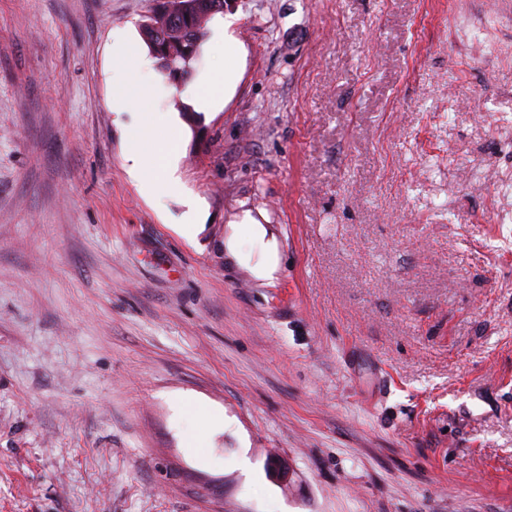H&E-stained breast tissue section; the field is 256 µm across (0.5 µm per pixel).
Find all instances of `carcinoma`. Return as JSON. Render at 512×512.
Listing matches in <instances>:
<instances>
[{"instance_id": "obj_1", "label": "carcinoma", "mask_w": 512, "mask_h": 512, "mask_svg": "<svg viewBox=\"0 0 512 512\" xmlns=\"http://www.w3.org/2000/svg\"><path fill=\"white\" fill-rule=\"evenodd\" d=\"M156 2L154 19L144 25L143 35L161 70L169 79L184 82L190 77L193 62L201 56L207 26L200 25L192 14L165 16L164 0Z\"/></svg>"}]
</instances>
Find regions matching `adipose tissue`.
Listing matches in <instances>:
<instances>
[{"instance_id":"obj_1","label":"adipose tissue","mask_w":512,"mask_h":512,"mask_svg":"<svg viewBox=\"0 0 512 512\" xmlns=\"http://www.w3.org/2000/svg\"><path fill=\"white\" fill-rule=\"evenodd\" d=\"M178 144V132H171L164 149L149 155L144 152L141 139L132 140L128 155L131 162L129 173L144 198H155L161 192L176 193L180 191L181 186L175 175L174 167Z\"/></svg>"}]
</instances>
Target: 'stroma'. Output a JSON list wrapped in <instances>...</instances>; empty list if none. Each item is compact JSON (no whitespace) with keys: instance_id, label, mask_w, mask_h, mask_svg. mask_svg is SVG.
<instances>
[{"instance_id":"stroma-1","label":"stroma","mask_w":512,"mask_h":512,"mask_svg":"<svg viewBox=\"0 0 512 512\" xmlns=\"http://www.w3.org/2000/svg\"><path fill=\"white\" fill-rule=\"evenodd\" d=\"M151 6L0 0V512H512V0H226L114 110ZM112 55L116 70H130L132 64L140 66V68L149 64L146 56L139 55L136 48L130 43L118 45L114 48ZM224 88V69L215 70L213 76L201 84L195 97L197 110L209 112L215 108ZM170 137L161 152L147 155L142 147L141 136L138 135L130 144L128 160L132 165L129 173L136 181L140 194L146 199H153L159 192L176 193L181 189L179 179L174 176V158L179 144V134L175 129L171 115L166 119ZM161 172V181L156 173Z\"/></svg>"}]
</instances>
